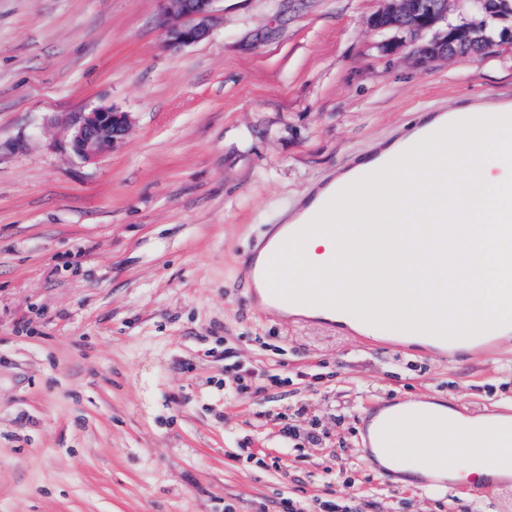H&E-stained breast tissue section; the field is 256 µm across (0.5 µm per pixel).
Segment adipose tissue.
<instances>
[{
  "label": "adipose tissue",
  "mask_w": 512,
  "mask_h": 512,
  "mask_svg": "<svg viewBox=\"0 0 512 512\" xmlns=\"http://www.w3.org/2000/svg\"><path fill=\"white\" fill-rule=\"evenodd\" d=\"M508 102L469 105L456 122L425 115L406 141L338 171L284 216L304 240L263 258L284 312L424 335L512 319V127ZM379 463L478 486L512 466V436L474 430L444 407L411 402Z\"/></svg>",
  "instance_id": "adipose-tissue-1"
}]
</instances>
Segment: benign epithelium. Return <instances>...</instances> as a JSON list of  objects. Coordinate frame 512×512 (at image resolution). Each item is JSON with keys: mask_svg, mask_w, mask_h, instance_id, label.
<instances>
[{"mask_svg": "<svg viewBox=\"0 0 512 512\" xmlns=\"http://www.w3.org/2000/svg\"><path fill=\"white\" fill-rule=\"evenodd\" d=\"M170 7L163 13L161 25L167 45L179 49L203 41L210 35V22L218 0H163ZM385 6L374 16L378 29L396 28L406 32L415 46L416 55L423 60H434L483 50L496 44L512 45V4L509 0H469L479 21H465L448 25L443 30L436 26L448 17V0H384ZM496 20L497 37L487 40L484 35L487 21ZM130 125L126 112L98 108L80 112L73 122L70 146L73 152L91 160L106 148L113 147L125 136Z\"/></svg>", "mask_w": 512, "mask_h": 512, "instance_id": "7a95c632", "label": "benign epithelium"}]
</instances>
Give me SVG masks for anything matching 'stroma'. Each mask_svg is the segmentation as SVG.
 Instances as JSON below:
<instances>
[{"label":"stroma","instance_id":"obj_1","mask_svg":"<svg viewBox=\"0 0 512 512\" xmlns=\"http://www.w3.org/2000/svg\"><path fill=\"white\" fill-rule=\"evenodd\" d=\"M382 0H218L173 50L162 0H0V512H501L362 458L375 402L512 405V348L465 363L373 347L248 291L243 255L325 177L421 113L512 102V46L418 62ZM129 113L116 148L78 113ZM270 375L224 398L236 368ZM320 441L253 467L281 422ZM129 125L128 113L113 108L78 113L73 122L70 146L77 156L94 159L102 149L113 148L119 143ZM283 504L285 512H362L361 503L336 497L288 498Z\"/></svg>","mask_w":512,"mask_h":512}]
</instances>
